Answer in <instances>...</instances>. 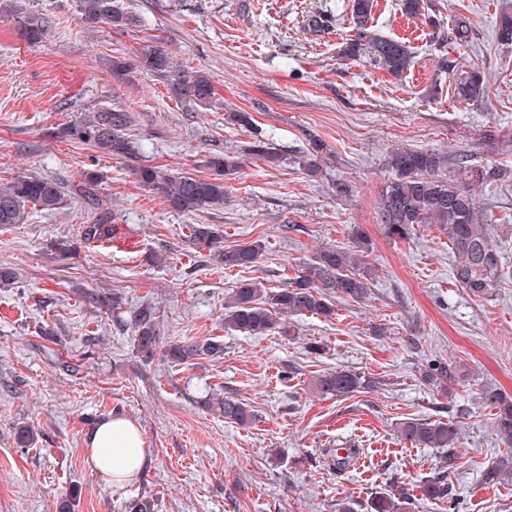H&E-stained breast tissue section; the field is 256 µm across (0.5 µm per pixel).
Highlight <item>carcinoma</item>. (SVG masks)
<instances>
[{"mask_svg": "<svg viewBox=\"0 0 512 512\" xmlns=\"http://www.w3.org/2000/svg\"><path fill=\"white\" fill-rule=\"evenodd\" d=\"M374 0H352L351 23L354 39L343 52L355 57L363 50L370 51L375 62L394 77L402 76L411 59L407 47L394 39L375 34L370 27ZM81 19L93 26L106 25L124 29L137 26V19L125 11L121 0H78ZM51 20L37 15L24 19L23 33L31 43L47 36ZM451 33L460 46L468 43V21L458 16L453 20ZM141 67L153 72L166 83L176 100L184 105L207 104L215 95L209 75L203 71L184 72L160 48L142 54ZM453 92L464 102L486 96L488 87L478 71L461 68L452 74ZM134 115L123 108H102L94 115L62 130L66 138L88 144L107 155L131 158L139 154L138 142L128 134ZM248 154L267 164L279 162V154L268 143L254 141ZM466 179L451 178L447 174L448 156L405 147L389 151L386 166L391 178L384 184L377 201V222L385 225L391 237L406 239L417 224H437L448 237L454 254L455 282L471 294L481 297L489 294L500 281L512 276V267L505 264L501 248L493 236V224L487 210L479 205L469 180L484 181L488 173L471 167L467 156L455 158ZM325 163L324 144L315 141L307 152L304 166L312 175H318ZM242 164L237 155L224 153L209 160L211 174L196 177L189 174L168 173L156 166L139 165L134 174L139 183L160 194L173 209L195 213L224 206L226 181L236 174ZM64 197L63 187L54 178L38 175H19L6 184H0V226L21 224L28 205L53 210ZM116 225L97 215L93 222L80 226V240L85 243L103 242L113 238ZM350 249L333 245L321 248L305 272L288 282L284 288L272 290L260 282L243 281L231 289L224 301V326L248 335H263L274 328L282 333L290 327L280 322L282 314H310L326 320L336 315L332 298L360 301L371 291L372 272L365 267V232L357 227L352 232ZM190 242L193 248L209 253L212 261L226 269L253 268L263 261L264 244L255 242L237 248L224 249V237L211 224L192 226ZM74 239L62 236L51 244V250L61 259L76 250ZM156 310L144 306L133 325L136 353L145 360L156 356L159 336ZM170 358L187 363L201 354L219 358L224 354V342L208 340L204 343L188 341L175 343L167 350ZM457 365L431 366L422 372L423 380L439 393L447 392L456 382ZM373 387V380L364 372L346 366L328 370L316 377L315 389L323 394L346 398L362 389ZM483 398L494 406L493 431L498 444L503 446L501 456L482 474L484 483L491 485L512 483V398L496 390H485ZM216 410L224 419L241 426L255 418L252 407L232 396L215 395ZM404 440L417 448H435L444 461L454 458L453 450L459 441L458 426L452 420L431 421L409 418L400 423ZM330 468L341 472L359 456V449L348 448L338 455L335 448L323 449ZM424 496L433 500H452V488L441 473L427 480ZM408 498L401 489L378 493L368 504L370 512H407Z\"/></svg>", "mask_w": 512, "mask_h": 512, "instance_id": "1", "label": "carcinoma"}]
</instances>
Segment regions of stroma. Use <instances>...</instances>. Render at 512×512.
I'll return each mask as SVG.
<instances>
[{"label":"stroma","mask_w":512,"mask_h":512,"mask_svg":"<svg viewBox=\"0 0 512 512\" xmlns=\"http://www.w3.org/2000/svg\"><path fill=\"white\" fill-rule=\"evenodd\" d=\"M425 2L417 17L404 14L402 0L374 2V32L410 52L397 79L369 58H344L351 0H123L141 24L121 32L88 28L77 0H0V184L35 174L66 188L57 209L34 207L24 223L0 228V264L19 273L0 287V512H56L71 493L75 512H130L143 496L158 512H339L344 501L367 512L372 496L397 486L410 512H512V484L481 482L499 450L481 392L512 394V279L474 296L455 283L438 225L394 240L376 215L391 148L470 154L474 166L500 175L476 196L512 266V44L496 31L512 0ZM20 7L51 18L41 43L25 40ZM316 14L329 19L327 33L309 31ZM458 15L471 20L468 46L434 41ZM152 47L185 71L208 72L211 102L184 107L137 67ZM116 57L131 64L120 77ZM461 66L484 73L488 97L456 100L449 80ZM110 105L134 113L138 158L62 137ZM235 111L251 113L252 127L228 121ZM260 138L275 144L279 166L248 159L220 210L174 211L132 173L141 163L206 176L213 154L244 152ZM315 140L328 161L312 177L304 160ZM89 172L101 176L91 200L76 190ZM340 181L351 196H337ZM102 212L118 226L114 238L80 244L67 259L53 255L51 241ZM194 224L219 225L228 248L261 241L262 263L214 265L187 240ZM356 225L377 275L367 299L337 300L329 320L289 316L288 336L225 328L224 299L238 282L285 287L320 247L350 246ZM146 304L157 310L162 345L149 362L136 355L132 328ZM214 337L224 342L216 359L174 364L163 352ZM434 360L460 367L448 394L422 379ZM342 365L364 371L374 387L343 399L319 394L316 377ZM218 391L252 406L249 426L207 409ZM112 416L139 426L149 457L121 489L86 461L89 435ZM409 418L457 422L452 464L400 437ZM24 423L36 439L21 448L15 430ZM353 447L355 464L328 466L324 449ZM441 472L453 488L449 503L422 494Z\"/></svg>","instance_id":"1"}]
</instances>
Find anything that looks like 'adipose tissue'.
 I'll list each match as a JSON object with an SVG mask.
<instances>
[{
	"instance_id": "1",
	"label": "adipose tissue",
	"mask_w": 512,
	"mask_h": 512,
	"mask_svg": "<svg viewBox=\"0 0 512 512\" xmlns=\"http://www.w3.org/2000/svg\"><path fill=\"white\" fill-rule=\"evenodd\" d=\"M87 459L105 481L122 488L140 475L148 454L137 425L114 417L102 421L91 434Z\"/></svg>"
}]
</instances>
